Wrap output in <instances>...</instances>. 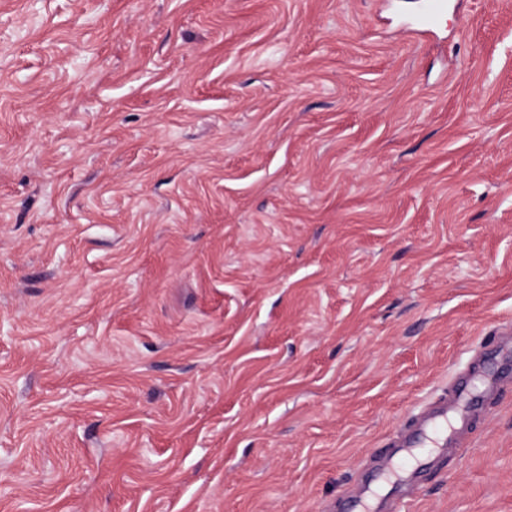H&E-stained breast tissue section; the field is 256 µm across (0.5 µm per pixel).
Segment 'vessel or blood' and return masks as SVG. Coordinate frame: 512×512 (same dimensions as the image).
Here are the masks:
<instances>
[{
    "label": "vessel or blood",
    "instance_id": "1",
    "mask_svg": "<svg viewBox=\"0 0 512 512\" xmlns=\"http://www.w3.org/2000/svg\"><path fill=\"white\" fill-rule=\"evenodd\" d=\"M474 395L469 387H451L446 396L429 403L393 436L380 452L375 483L357 488L350 498L353 512H373V502L400 485L405 476H418L455 446L462 431L471 428Z\"/></svg>",
    "mask_w": 512,
    "mask_h": 512
}]
</instances>
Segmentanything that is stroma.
<instances>
[{"label": "stroma", "mask_w": 512, "mask_h": 512, "mask_svg": "<svg viewBox=\"0 0 512 512\" xmlns=\"http://www.w3.org/2000/svg\"><path fill=\"white\" fill-rule=\"evenodd\" d=\"M0 0V512H336L512 330V0ZM407 512H512V371Z\"/></svg>", "instance_id": "35a3bbf8"}]
</instances>
